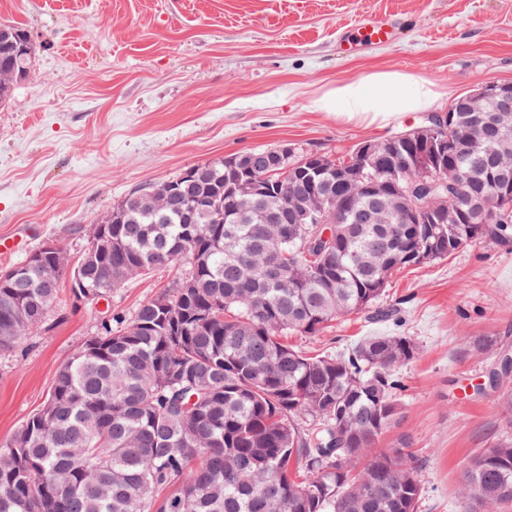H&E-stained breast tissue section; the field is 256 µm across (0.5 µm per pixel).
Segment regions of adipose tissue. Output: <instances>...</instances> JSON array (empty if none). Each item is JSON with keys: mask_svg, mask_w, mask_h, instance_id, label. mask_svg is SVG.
Segmentation results:
<instances>
[{"mask_svg": "<svg viewBox=\"0 0 512 512\" xmlns=\"http://www.w3.org/2000/svg\"><path fill=\"white\" fill-rule=\"evenodd\" d=\"M439 98L436 86L406 73L373 71L336 85L315 98L321 112L335 113L346 122L377 123L391 112H418L432 107Z\"/></svg>", "mask_w": 512, "mask_h": 512, "instance_id": "1", "label": "adipose tissue"}]
</instances>
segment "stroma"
Wrapping results in <instances>:
<instances>
[{
  "mask_svg": "<svg viewBox=\"0 0 512 512\" xmlns=\"http://www.w3.org/2000/svg\"><path fill=\"white\" fill-rule=\"evenodd\" d=\"M369 19L389 22L392 38L346 51ZM0 23L34 44L0 105V237L16 242L0 270L48 242L69 261L47 325L0 352V447L105 313L131 316L186 273L181 261L131 278L107 306L74 300L72 264L128 194L255 148L342 158L446 114L484 83L512 81V0H0ZM372 70L427 79L442 97L430 113L374 125L314 109L317 95ZM380 302L400 305L397 321L353 314L288 342L315 355L374 331L411 337L419 353L397 374L402 417L379 445L412 453L419 512H460L467 463L512 432L498 391L481 388L512 354V242L478 240L402 269Z\"/></svg>",
  "mask_w": 512,
  "mask_h": 512,
  "instance_id": "35a3bbf8",
  "label": "stroma"
}]
</instances>
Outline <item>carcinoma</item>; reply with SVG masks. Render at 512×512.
<instances>
[{"mask_svg":"<svg viewBox=\"0 0 512 512\" xmlns=\"http://www.w3.org/2000/svg\"><path fill=\"white\" fill-rule=\"evenodd\" d=\"M28 32L0 24V103L25 78ZM481 112H456L437 136L448 157L428 163L425 144L407 143L362 171L374 185H399L420 171L456 177L433 194L446 224H354L336 170L354 156H324L331 170L327 223L258 224L252 211L292 206L300 176L259 171L258 201L225 196L224 160L199 165L200 183L180 208H155L150 194L179 177L134 191L116 209L112 238L91 235L73 268L77 301L109 300L132 266L154 270L187 261V276L129 318L114 317L75 349L55 376L46 404L0 448V512H418L423 485L404 448L380 450L400 414L397 370L418 354L394 334L367 336L350 349L309 356L288 335H314L340 316L369 308L401 267L445 259L472 242L512 239V198L487 224H457L469 208L488 156L512 167V113L495 138ZM330 231L324 252L315 235ZM285 262L276 281L266 268ZM46 259L0 272V352L38 332L59 288ZM462 512L512 501V437L463 472Z\"/></svg>","mask_w":512,"mask_h":512,"instance_id":"1","label":"carcinoma"}]
</instances>
